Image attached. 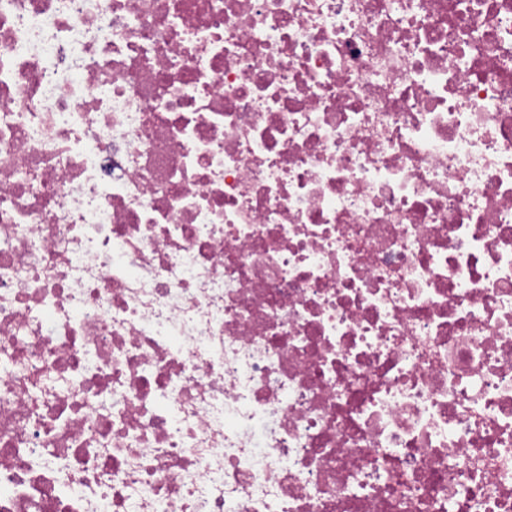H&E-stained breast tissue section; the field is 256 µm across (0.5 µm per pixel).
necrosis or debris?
I'll use <instances>...</instances> for the list:
<instances>
[{
  "label": "necrosis or debris",
  "mask_w": 512,
  "mask_h": 512,
  "mask_svg": "<svg viewBox=\"0 0 512 512\" xmlns=\"http://www.w3.org/2000/svg\"><path fill=\"white\" fill-rule=\"evenodd\" d=\"M0 512H512V0H0Z\"/></svg>",
  "instance_id": "4bbe7bcc"
}]
</instances>
